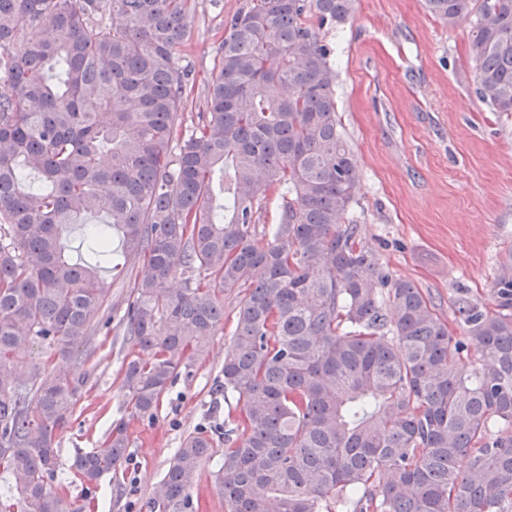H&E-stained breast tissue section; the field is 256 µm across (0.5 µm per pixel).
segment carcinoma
<instances>
[{"instance_id": "carcinoma-1", "label": "carcinoma", "mask_w": 512, "mask_h": 512, "mask_svg": "<svg viewBox=\"0 0 512 512\" xmlns=\"http://www.w3.org/2000/svg\"><path fill=\"white\" fill-rule=\"evenodd\" d=\"M355 2L243 0L187 130L190 71L173 56L192 0H0V512L95 508L55 485L56 431L85 383L74 351L119 309L108 263L135 282L120 317L139 349L122 366L131 417H154L238 299L220 383L235 412L183 439L151 512L190 505L217 438L224 512H512V436L493 434L512 427V255L495 308L459 289L457 337L346 223L359 171L316 28ZM424 6L469 22L476 94L512 114V0ZM99 216L71 260V226ZM128 448L121 419L71 469L89 488Z\"/></svg>"}]
</instances>
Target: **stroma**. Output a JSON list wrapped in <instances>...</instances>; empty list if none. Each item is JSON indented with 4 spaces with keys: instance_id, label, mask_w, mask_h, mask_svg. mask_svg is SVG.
Instances as JSON below:
<instances>
[{
    "instance_id": "obj_1",
    "label": "stroma",
    "mask_w": 512,
    "mask_h": 512,
    "mask_svg": "<svg viewBox=\"0 0 512 512\" xmlns=\"http://www.w3.org/2000/svg\"><path fill=\"white\" fill-rule=\"evenodd\" d=\"M241 3L194 2L175 52L194 81L186 118L204 107L226 21ZM319 36L338 74L341 129L360 174L349 221L378 251L385 273L412 280L444 321L454 320L458 289L493 304L499 264L512 251V115L489 111L475 92L468 25L435 20L424 0H357L350 20ZM237 313L236 299L225 297L224 328L205 360L168 387L151 419L125 410L120 369L133 345L122 326L90 336L75 367L86 382L57 433L67 500L83 494L70 469L75 454L104 448L113 422L123 418L128 455L99 479L95 512H149L182 440L224 421L228 407L216 405L214 389Z\"/></svg>"
}]
</instances>
